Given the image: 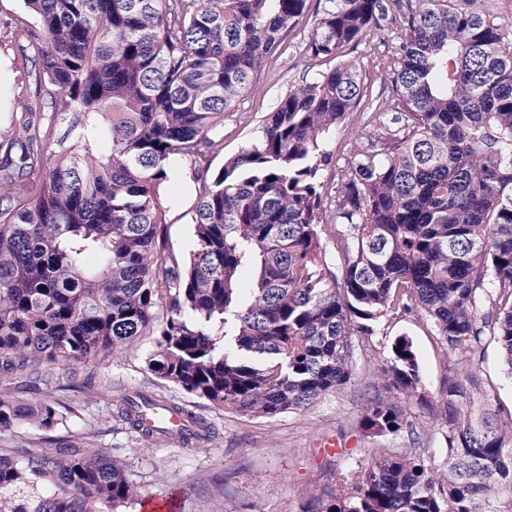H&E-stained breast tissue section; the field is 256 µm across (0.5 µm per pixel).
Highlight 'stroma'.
Masks as SVG:
<instances>
[{"instance_id":"stroma-1","label":"stroma","mask_w":512,"mask_h":512,"mask_svg":"<svg viewBox=\"0 0 512 512\" xmlns=\"http://www.w3.org/2000/svg\"><path fill=\"white\" fill-rule=\"evenodd\" d=\"M22 0H0V154L15 134L14 118L23 103L36 93L32 51H21L15 38L19 22L28 21ZM311 17H303L283 33V49L272 56L257 82L238 99L224 117V147L215 154L213 168H221L253 140L268 112L287 90L313 80L328 69L327 61L305 59L303 49L311 30ZM361 66L368 96L375 104L392 95L393 56L390 39L383 33L368 35L347 52ZM194 185L172 180L164 203L167 244L186 257L194 249L191 207ZM400 336L415 347L423 379L424 401L403 399L410 427L397 435L366 436L360 419L368 385L386 363L390 346ZM354 374L339 391L308 408L275 418L242 416L219 409L180 387L157 379L145 359L154 349L146 335L126 351L109 359L60 369L52 388L30 392L25 383L12 385L21 400L41 398L72 406L56 437L83 439L90 447L114 449L146 498L176 494L180 512H304L309 496L331 485L337 468L365 463L372 448H395L408 453L429 434L430 459L443 466L447 429L433 427L432 410L446 396L448 382L463 380L467 395L489 402L492 410H512V379L503 371L499 345L484 337L477 352L444 349L425 318L399 316L382 323L371 336L355 337ZM142 390L159 395L192 411L210 423L215 436L208 444L148 446L131 429L116 421V401ZM336 438L340 454L321 448L323 438Z\"/></svg>"}]
</instances>
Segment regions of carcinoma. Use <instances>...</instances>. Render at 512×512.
Wrapping results in <instances>:
<instances>
[{"instance_id":"carcinoma-1","label":"carcinoma","mask_w":512,"mask_h":512,"mask_svg":"<svg viewBox=\"0 0 512 512\" xmlns=\"http://www.w3.org/2000/svg\"><path fill=\"white\" fill-rule=\"evenodd\" d=\"M17 38L44 89L22 106L0 157V382L34 384L92 363L151 330L147 370L212 405L274 418L340 390L353 337L417 313L451 351L497 339L512 378V20L484 0H324L306 44L333 68L292 87L255 142L211 169L224 114L281 48L311 0H23ZM399 31L395 96L362 113L353 155L324 147L366 97L343 51ZM46 112V122L30 116ZM82 133L52 137L57 118ZM197 182L196 249L168 250L166 163ZM39 181L30 191V181ZM336 226L333 249L323 227ZM339 258L331 269V252ZM166 309L157 321V310ZM412 340L397 337L360 420L374 436L408 427L420 395ZM434 415L446 465L428 448H371L336 469L307 512H512V413ZM135 392L117 413L145 441ZM182 442L210 438L194 413ZM71 409L0 394V430L22 424L48 448H0V512H118L143 500L111 451L55 442Z\"/></svg>"}]
</instances>
